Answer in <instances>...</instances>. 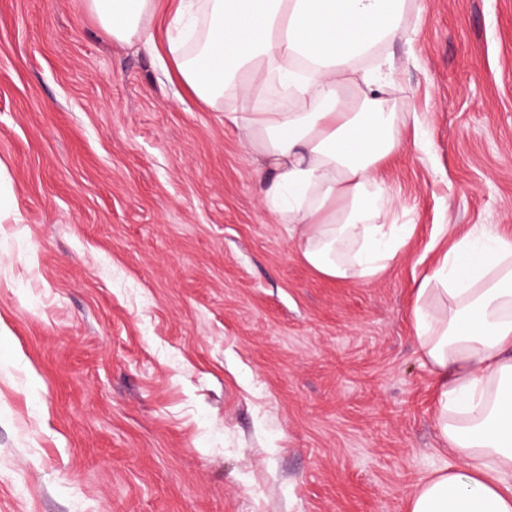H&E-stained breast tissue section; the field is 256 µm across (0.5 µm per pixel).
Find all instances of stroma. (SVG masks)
Returning a JSON list of instances; mask_svg holds the SVG:
<instances>
[{
	"instance_id": "obj_1",
	"label": "stroma",
	"mask_w": 512,
	"mask_h": 512,
	"mask_svg": "<svg viewBox=\"0 0 512 512\" xmlns=\"http://www.w3.org/2000/svg\"><path fill=\"white\" fill-rule=\"evenodd\" d=\"M383 51L425 119L383 170L414 231L334 281L238 133L85 0H0V512H408L451 458L413 288L512 237V0H418Z\"/></svg>"
}]
</instances>
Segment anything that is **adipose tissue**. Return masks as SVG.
<instances>
[{
  "label": "adipose tissue",
  "instance_id": "obj_1",
  "mask_svg": "<svg viewBox=\"0 0 512 512\" xmlns=\"http://www.w3.org/2000/svg\"><path fill=\"white\" fill-rule=\"evenodd\" d=\"M113 41L152 42L156 0H86ZM409 0H177L167 53L177 80L223 109L258 157L266 208L302 259L336 280L378 279L412 225L391 224L382 174L417 113L369 66L402 31ZM415 340L438 395L451 464L409 512H512V239L482 224L418 284Z\"/></svg>",
  "mask_w": 512,
  "mask_h": 512
}]
</instances>
